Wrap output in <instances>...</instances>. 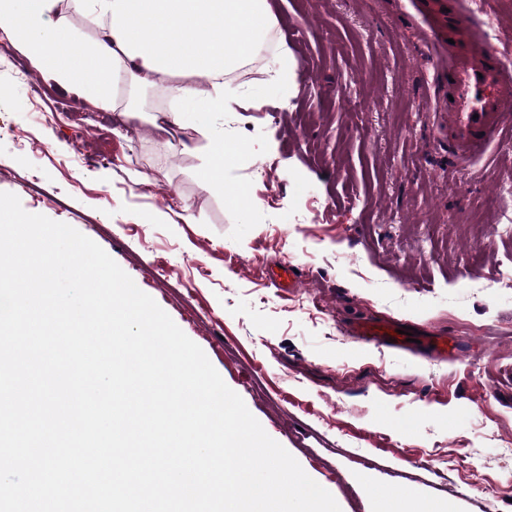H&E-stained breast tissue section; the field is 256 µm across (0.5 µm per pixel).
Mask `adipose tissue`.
<instances>
[{
  "mask_svg": "<svg viewBox=\"0 0 512 512\" xmlns=\"http://www.w3.org/2000/svg\"><path fill=\"white\" fill-rule=\"evenodd\" d=\"M93 22L97 39L78 43L60 5ZM275 19L267 0H0V31L21 45L34 64L58 83L108 107L120 80L145 86L163 77L187 120L208 136L214 160L202 167L204 186L224 184L223 133L213 113L222 111V78L243 66Z\"/></svg>",
  "mask_w": 512,
  "mask_h": 512,
  "instance_id": "1",
  "label": "adipose tissue"
}]
</instances>
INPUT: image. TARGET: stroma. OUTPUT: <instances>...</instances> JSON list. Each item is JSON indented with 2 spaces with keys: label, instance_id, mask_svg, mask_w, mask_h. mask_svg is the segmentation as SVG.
Wrapping results in <instances>:
<instances>
[{
  "label": "stroma",
  "instance_id": "1",
  "mask_svg": "<svg viewBox=\"0 0 512 512\" xmlns=\"http://www.w3.org/2000/svg\"><path fill=\"white\" fill-rule=\"evenodd\" d=\"M295 58L231 75L258 109L214 115L241 149L198 180L208 140L170 79L124 81L105 110L57 88L0 33V192L102 247L196 344L267 434L341 512H512V132L448 156L446 36L421 0H267ZM106 145L110 161L97 158ZM294 287L270 284L285 264ZM165 265L167 277L156 275ZM406 320L460 344L450 360L364 345L346 324ZM279 54V66L271 74L268 83L275 86H286L294 69L295 61L288 53V47H285V44L280 46Z\"/></svg>",
  "mask_w": 512,
  "mask_h": 512
}]
</instances>
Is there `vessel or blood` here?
Here are the masks:
<instances>
[{
  "instance_id": "b4317fda",
  "label": "vessel or blood",
  "mask_w": 512,
  "mask_h": 512,
  "mask_svg": "<svg viewBox=\"0 0 512 512\" xmlns=\"http://www.w3.org/2000/svg\"><path fill=\"white\" fill-rule=\"evenodd\" d=\"M446 27L456 35L448 49V152L475 159L512 130V69L503 64L499 48L486 37L482 24L462 10L449 12ZM403 326L400 320L360 319L350 331L365 344L450 357L447 339L416 346L403 335Z\"/></svg>"
}]
</instances>
